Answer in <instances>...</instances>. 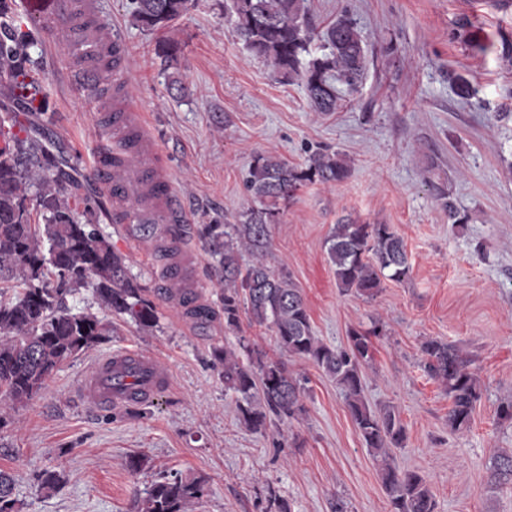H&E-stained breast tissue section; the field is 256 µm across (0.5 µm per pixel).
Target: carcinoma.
Here are the masks:
<instances>
[{
	"label": "carcinoma",
	"mask_w": 512,
	"mask_h": 512,
	"mask_svg": "<svg viewBox=\"0 0 512 512\" xmlns=\"http://www.w3.org/2000/svg\"><path fill=\"white\" fill-rule=\"evenodd\" d=\"M191 2L136 0L135 20L148 31L164 29ZM308 12L307 0H224L236 39L276 78L300 84L312 111L327 114L340 106L338 85L350 92L359 88L368 50L348 16L337 17L320 33L311 27ZM37 33L35 23L22 26L0 0V81L13 85L25 71L44 73L42 60L31 54ZM316 40L319 55L311 52ZM157 52L167 67H178L177 42H162ZM5 131L0 120V138H8L0 147V283L11 282L14 288L11 297L0 299V399L23 403L39 393L61 363L106 340L112 325L105 316L148 330L158 315L146 289L128 275L125 257L112 247L95 209L80 197V184L58 169L38 141ZM351 171L339 151L312 152L298 165L259 153L246 178L258 206L246 211L240 224L203 225L201 236L224 278V326L239 328L244 313L252 323L269 325L281 350L317 366L336 383L366 446L380 459L391 512H435L426 480L392 465L388 449L403 447L405 439L399 413L392 406L373 409L364 396L362 368L372 360L379 324L349 329L343 348L327 345L314 336L302 289L289 274H276L259 260L241 263L240 249L254 255L267 248L268 225L275 222L280 203L307 185L340 184ZM430 190L452 223H467L445 187L432 182ZM326 245L339 288L365 299H374L387 280L400 283L410 277L403 240L389 224L346 218L334 225ZM86 287L93 288L104 316L68 306L67 297ZM421 352L425 372L451 399L448 426L469 428L480 398L476 374L450 343L430 339ZM212 357L224 369V387L236 395L239 421L249 431L263 433L271 417L288 422L304 411V386L283 362L259 355L243 361L236 350L220 346ZM491 482L512 485V453L495 457ZM14 490V476L0 470V512H20ZM204 491L201 479L166 478L146 490L140 512H188Z\"/></svg>",
	"instance_id": "cac0c4a2"
}]
</instances>
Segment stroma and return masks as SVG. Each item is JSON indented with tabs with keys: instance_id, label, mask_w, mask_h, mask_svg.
Returning <instances> with one entry per match:
<instances>
[{
	"instance_id": "1",
	"label": "stroma",
	"mask_w": 512,
	"mask_h": 512,
	"mask_svg": "<svg viewBox=\"0 0 512 512\" xmlns=\"http://www.w3.org/2000/svg\"><path fill=\"white\" fill-rule=\"evenodd\" d=\"M118 26L131 63L134 101L169 169L190 222L196 295L212 308L205 321L165 296L164 260L155 240L131 237L122 225L102 228L145 287L158 311L155 327L140 330L113 319V332L64 362L43 390L22 404L0 402V470L16 478L21 512H137L160 477L200 478L206 495L190 512H390L380 464L354 425L335 383L310 361L281 351L273 330L242 320L224 326V286L198 229L233 224L253 205L245 176L256 154L291 165L317 149L345 153L348 180L336 187L302 188L281 204L269 227L264 263L287 272L301 288L315 335L343 347L353 327L383 325L364 367L372 407L394 406L406 429L395 464L423 475L435 512H512V486H492L496 455L512 452V424L498 405L512 399V6L489 9L485 0H308L309 18L322 32L349 15L369 50L365 79L346 94L342 109L310 110L298 84L273 78L238 42L224 17V0H194L162 31L137 27L131 0H99ZM177 41L178 69H164L156 48ZM483 44L485 54L476 53ZM44 85L51 112L14 106L19 136L36 130L65 158L83 194H105L84 162L96 114L74 96L63 77L60 49L42 42ZM463 75L477 94L461 101L453 78ZM186 95L168 88L173 78ZM443 184L466 224H450L431 194ZM388 224L404 239L412 277L385 282L371 300L342 292L326 240L339 219ZM455 345L480 380L469 429L451 430V402L421 360L424 341ZM248 343L304 378V414L267 433L238 420L236 397L225 391L211 348ZM125 349L149 352L168 366L171 383L147 403L93 412L77 386L102 356ZM140 455L137 473L125 462ZM60 474L56 490L39 489L42 471Z\"/></svg>"
}]
</instances>
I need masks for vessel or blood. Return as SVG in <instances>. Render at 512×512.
<instances>
[{
  "label": "vessel or blood",
  "mask_w": 512,
  "mask_h": 512,
  "mask_svg": "<svg viewBox=\"0 0 512 512\" xmlns=\"http://www.w3.org/2000/svg\"><path fill=\"white\" fill-rule=\"evenodd\" d=\"M26 15L63 49L69 85L99 106L92 148L93 171L112 202L116 224H152L156 236L187 215L175 194L129 91L128 49L98 0H22ZM169 384L167 368L141 351L122 350L95 363L78 389L90 408L122 409L151 399Z\"/></svg>",
  "instance_id": "obj_1"
}]
</instances>
